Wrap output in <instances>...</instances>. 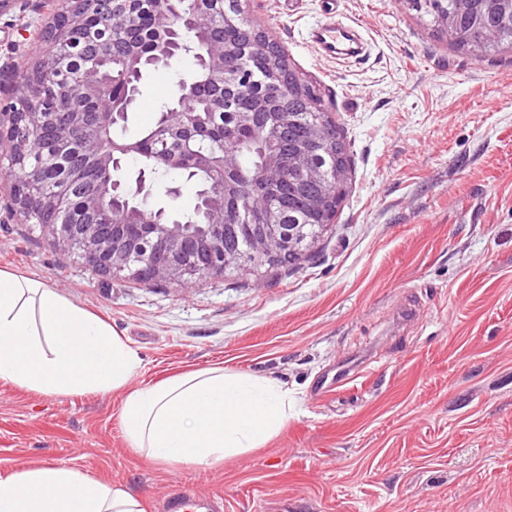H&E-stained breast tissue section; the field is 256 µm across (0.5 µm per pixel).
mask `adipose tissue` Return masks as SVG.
I'll list each match as a JSON object with an SVG mask.
<instances>
[{"label": "adipose tissue", "mask_w": 512, "mask_h": 512, "mask_svg": "<svg viewBox=\"0 0 512 512\" xmlns=\"http://www.w3.org/2000/svg\"><path fill=\"white\" fill-rule=\"evenodd\" d=\"M141 360L100 318L42 282L0 271V383L44 395L128 388L130 447L157 462L209 466L264 445L288 421V392L211 367L136 389ZM0 512H143L130 492L62 466L0 477Z\"/></svg>", "instance_id": "adipose-tissue-1"}]
</instances>
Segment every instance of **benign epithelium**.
Returning a JSON list of instances; mask_svg holds the SVG:
<instances>
[{
    "instance_id": "1",
    "label": "benign epithelium",
    "mask_w": 512,
    "mask_h": 512,
    "mask_svg": "<svg viewBox=\"0 0 512 512\" xmlns=\"http://www.w3.org/2000/svg\"><path fill=\"white\" fill-rule=\"evenodd\" d=\"M114 2L69 0L70 8L65 16L55 13L52 21L37 33L42 46L40 58L26 72L24 80L14 86V94L23 106L16 112L0 113V145L6 148L10 168L32 173L29 179L10 178L13 202L24 221L31 222L40 211L47 214L49 220L39 227L61 252L81 258L97 275L132 281H171L192 286L224 276L232 264L256 271L261 265L272 264L295 252L305 238L304 225L281 223L277 210L269 206L265 207L264 223L257 227L249 255L241 254L239 245L227 236L224 212L229 202L224 193V176L233 172L234 167L224 164L222 159L190 152L191 146L208 131V126L190 112H176L172 119L159 120L154 134L166 145L165 160L171 168L191 165L211 175L207 188L202 191V225L196 231L174 219L164 207L149 212L153 223H132L147 206L150 195L146 189V170L139 169L133 187L116 177L125 159L112 151V141L104 136L109 127H119L128 119L126 106L99 113L93 124L87 123L85 113L70 112L68 123L54 126L57 141L54 162L49 164L42 156L30 153L31 135L52 121L53 113L47 111L42 99L47 80L59 77L63 99L77 91L97 90L96 59L84 56L80 65L68 70L61 66L63 59L75 55L76 46L70 33L81 18L97 14L105 27L114 31L137 24L136 12H118ZM258 52L271 58L269 82L282 83L288 66L259 29H252L247 43L232 54L243 58ZM204 64L214 81H227L224 46L210 47ZM83 167L97 169L101 181L97 190L84 193L83 205L89 223L74 224L70 215L71 184L66 182L47 194H37L34 189L49 168H68L75 175ZM280 173V159L271 154L263 158L254 178L273 182ZM106 208L112 211V223H95L97 214Z\"/></svg>"
}]
</instances>
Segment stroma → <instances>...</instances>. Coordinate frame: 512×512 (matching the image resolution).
<instances>
[{"instance_id":"obj_1","label":"stroma","mask_w":512,"mask_h":512,"mask_svg":"<svg viewBox=\"0 0 512 512\" xmlns=\"http://www.w3.org/2000/svg\"><path fill=\"white\" fill-rule=\"evenodd\" d=\"M320 88L351 152L333 224L290 266L184 288L95 275L0 197V270L42 281L139 354L132 386L215 364L279 383L293 411L265 445L211 467L129 448L124 391L0 384V476L42 465L163 512L178 486L223 512H512V52L477 61L401 0H241ZM357 29L360 58L313 37ZM47 0L0 9V113L40 55ZM173 80L147 75L127 129Z\"/></svg>"}]
</instances>
